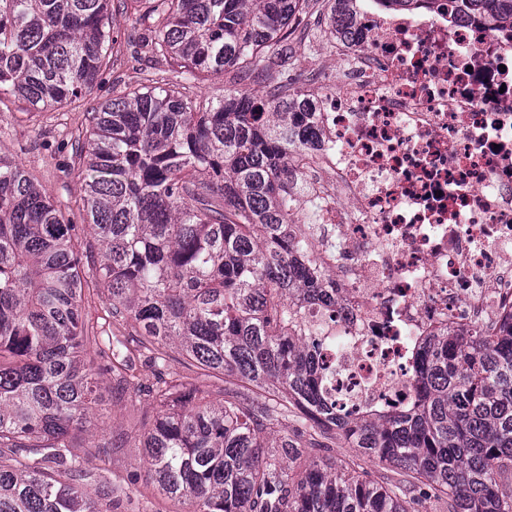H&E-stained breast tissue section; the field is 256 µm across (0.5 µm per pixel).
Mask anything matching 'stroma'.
Returning <instances> with one entry per match:
<instances>
[{
  "label": "stroma",
  "mask_w": 512,
  "mask_h": 512,
  "mask_svg": "<svg viewBox=\"0 0 512 512\" xmlns=\"http://www.w3.org/2000/svg\"><path fill=\"white\" fill-rule=\"evenodd\" d=\"M133 18L122 10H113L111 34L117 40L109 67L90 98L59 110H38L15 97H0V155L19 161L30 178L56 202L65 219L84 224L83 193L79 164L73 152L74 134L85 130L87 114L97 103L118 95L125 88L147 84L157 78L156 69L134 58L127 46ZM326 34L316 28L311 40L297 44L293 54L294 70L316 69L333 75L336 60L325 47ZM100 257L91 251L84 261L81 278L84 286L82 309L89 324L103 315L107 290L98 277ZM135 373L139 388L118 390L112 375L100 373L102 403L93 411L94 434L108 447V454L97 465L99 477L124 485L125 491L112 512H173L172 501L153 491L139 472L141 451L139 436L153 421L157 409L146 390L156 382L155 369L147 359H139Z\"/></svg>",
  "instance_id": "stroma-1"
}]
</instances>
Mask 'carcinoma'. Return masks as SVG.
<instances>
[{
    "mask_svg": "<svg viewBox=\"0 0 512 512\" xmlns=\"http://www.w3.org/2000/svg\"><path fill=\"white\" fill-rule=\"evenodd\" d=\"M111 2L0 0V96L44 109L91 95L115 42ZM121 2L145 25L132 46L171 77L96 107L76 151L108 291L96 328L81 314L76 225L0 155V512H112L123 493L107 479L85 489L106 456L91 352L127 385L145 352L161 369L141 464L185 512H415L431 492L448 512H512V314L497 336L429 342L416 405L362 419L325 402L317 341L288 330L293 298L327 287L285 233L310 109L288 62L309 0ZM463 4L512 24V0ZM227 71L245 86L186 95ZM171 347L222 385L163 372ZM336 435L355 459L310 454Z\"/></svg>",
    "mask_w": 512,
    "mask_h": 512,
    "instance_id": "cac0c4a2",
    "label": "carcinoma"
}]
</instances>
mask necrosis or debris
I'll return each mask as SVG.
<instances>
[{
    "mask_svg": "<svg viewBox=\"0 0 512 512\" xmlns=\"http://www.w3.org/2000/svg\"><path fill=\"white\" fill-rule=\"evenodd\" d=\"M336 74L300 76L317 110L290 178L318 210L288 231L333 280L295 301L341 413L415 405L422 340L496 332L512 313V29L458 0L359 7Z\"/></svg>",
    "mask_w": 512,
    "mask_h": 512,
    "instance_id": "obj_1",
    "label": "necrosis or debris"
}]
</instances>
